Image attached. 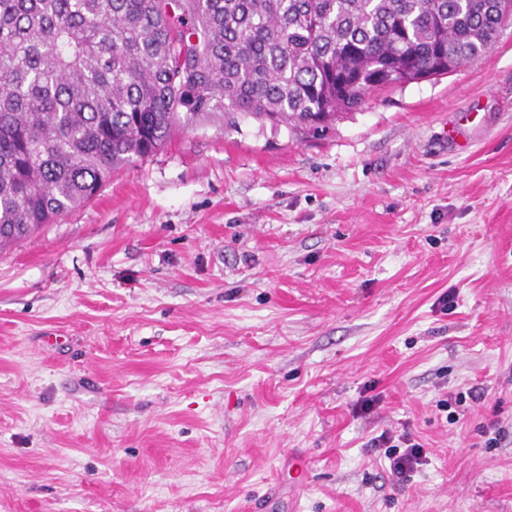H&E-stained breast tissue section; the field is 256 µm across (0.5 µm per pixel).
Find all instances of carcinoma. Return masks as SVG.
<instances>
[{
	"label": "carcinoma",
	"mask_w": 512,
	"mask_h": 512,
	"mask_svg": "<svg viewBox=\"0 0 512 512\" xmlns=\"http://www.w3.org/2000/svg\"><path fill=\"white\" fill-rule=\"evenodd\" d=\"M512 0H0V247L217 117L325 133L477 62Z\"/></svg>",
	"instance_id": "cac0c4a2"
}]
</instances>
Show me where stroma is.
Returning <instances> with one entry per match:
<instances>
[{"instance_id": "stroma-1", "label": "stroma", "mask_w": 512, "mask_h": 512, "mask_svg": "<svg viewBox=\"0 0 512 512\" xmlns=\"http://www.w3.org/2000/svg\"><path fill=\"white\" fill-rule=\"evenodd\" d=\"M496 420L512 21L319 139L177 132L0 250V512H512ZM405 451L397 455L396 451L386 450L385 457L389 460V469L392 474L398 477H410V474L418 469V466L422 465L425 452L419 444H406Z\"/></svg>"}]
</instances>
